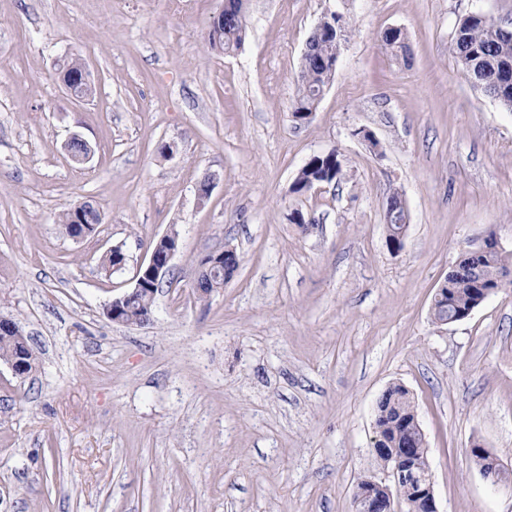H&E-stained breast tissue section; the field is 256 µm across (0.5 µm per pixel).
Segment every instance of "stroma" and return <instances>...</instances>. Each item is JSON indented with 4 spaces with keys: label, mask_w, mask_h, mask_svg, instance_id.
<instances>
[{
    "label": "stroma",
    "mask_w": 512,
    "mask_h": 512,
    "mask_svg": "<svg viewBox=\"0 0 512 512\" xmlns=\"http://www.w3.org/2000/svg\"><path fill=\"white\" fill-rule=\"evenodd\" d=\"M221 6L0 0V316L37 358L22 377L0 362V512H354L357 482L383 475L375 410L395 384L439 512H512V479L484 480L470 453L512 475V287L462 321L430 316L463 249L493 233L512 250V110L451 47L474 12L512 27V0H248L231 54L207 41ZM335 11V74L295 123L306 41ZM390 27L406 54L381 42ZM73 58L95 84L80 102L58 77ZM332 152L342 180L294 192ZM83 201L104 220L74 239L56 216ZM173 226L151 321H109ZM228 247L237 271L199 298L201 261ZM390 209L397 210L399 216L396 221H393L391 224H387L386 240L390 249L392 248L393 250H399L402 248L403 244L399 230L402 228L403 225H405L404 212L406 209L402 197L398 192H393L388 196L386 200L385 212ZM471 454L486 456L485 460H483L484 458L479 455H473L472 458L477 466H482L480 473L486 481L493 484L500 483V479L503 475V469L499 460L492 454L487 453L485 448H481L480 446H474V448H471Z\"/></svg>",
    "instance_id": "1"
}]
</instances>
